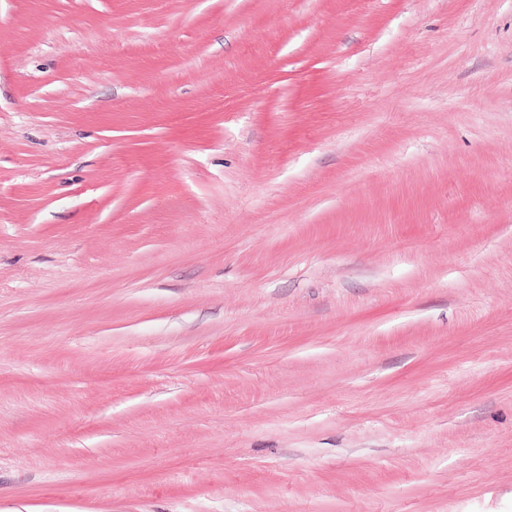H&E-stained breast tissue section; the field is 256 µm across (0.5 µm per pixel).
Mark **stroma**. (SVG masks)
Returning <instances> with one entry per match:
<instances>
[{
    "label": "stroma",
    "mask_w": 512,
    "mask_h": 512,
    "mask_svg": "<svg viewBox=\"0 0 512 512\" xmlns=\"http://www.w3.org/2000/svg\"><path fill=\"white\" fill-rule=\"evenodd\" d=\"M0 512H512V0H0Z\"/></svg>",
    "instance_id": "1"
}]
</instances>
